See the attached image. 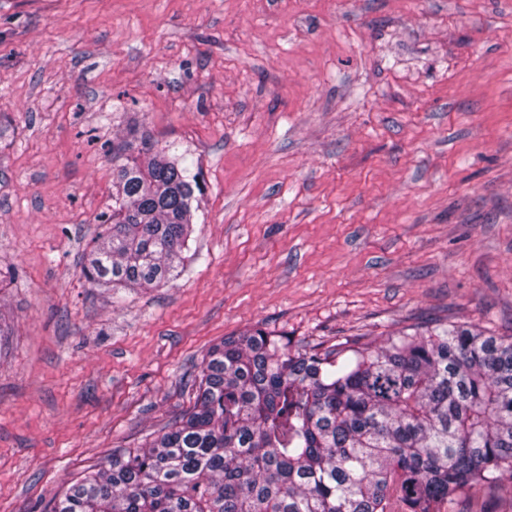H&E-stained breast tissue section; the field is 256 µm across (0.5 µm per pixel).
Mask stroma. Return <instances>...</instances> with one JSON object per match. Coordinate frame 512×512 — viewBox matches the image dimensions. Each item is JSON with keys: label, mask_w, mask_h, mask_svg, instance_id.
I'll use <instances>...</instances> for the list:
<instances>
[{"label": "stroma", "mask_w": 512, "mask_h": 512, "mask_svg": "<svg viewBox=\"0 0 512 512\" xmlns=\"http://www.w3.org/2000/svg\"><path fill=\"white\" fill-rule=\"evenodd\" d=\"M200 174L184 268L82 275L112 140ZM512 334V0H0V512L194 403L208 350Z\"/></svg>", "instance_id": "1"}]
</instances>
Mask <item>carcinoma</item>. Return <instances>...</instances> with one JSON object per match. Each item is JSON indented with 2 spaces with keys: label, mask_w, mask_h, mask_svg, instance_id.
I'll return each mask as SVG.
<instances>
[{
  "label": "carcinoma",
  "mask_w": 512,
  "mask_h": 512,
  "mask_svg": "<svg viewBox=\"0 0 512 512\" xmlns=\"http://www.w3.org/2000/svg\"><path fill=\"white\" fill-rule=\"evenodd\" d=\"M200 190L156 142L112 143V209L83 275L117 294L166 288ZM512 336L416 328L320 350L254 329L203 361L192 408L85 472L51 512H458L487 488L512 498Z\"/></svg>",
  "instance_id": "1"
}]
</instances>
